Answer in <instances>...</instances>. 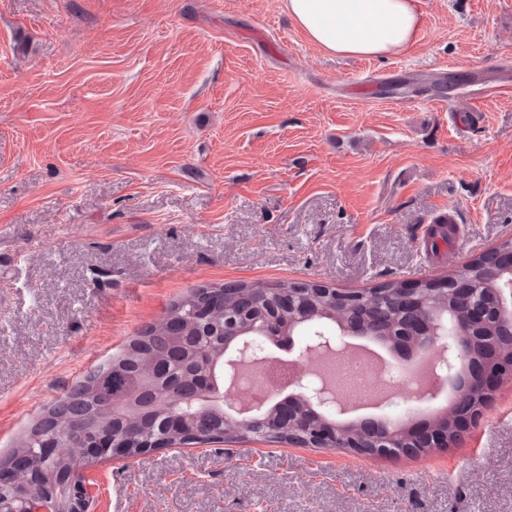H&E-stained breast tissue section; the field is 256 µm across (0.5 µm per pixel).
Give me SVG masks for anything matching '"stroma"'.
Segmentation results:
<instances>
[{"label":"stroma","instance_id":"1","mask_svg":"<svg viewBox=\"0 0 512 512\" xmlns=\"http://www.w3.org/2000/svg\"><path fill=\"white\" fill-rule=\"evenodd\" d=\"M418 5L378 59L284 0H0V455L198 286L373 288L512 239V90L484 86L512 0ZM88 476L91 512H512V379L416 457L226 443Z\"/></svg>","mask_w":512,"mask_h":512}]
</instances>
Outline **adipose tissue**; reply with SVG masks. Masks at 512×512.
I'll use <instances>...</instances> for the list:
<instances>
[{"label": "adipose tissue", "instance_id": "adipose-tissue-1", "mask_svg": "<svg viewBox=\"0 0 512 512\" xmlns=\"http://www.w3.org/2000/svg\"><path fill=\"white\" fill-rule=\"evenodd\" d=\"M286 8L312 42L336 56L406 52L422 24L417 0H286Z\"/></svg>", "mask_w": 512, "mask_h": 512}]
</instances>
